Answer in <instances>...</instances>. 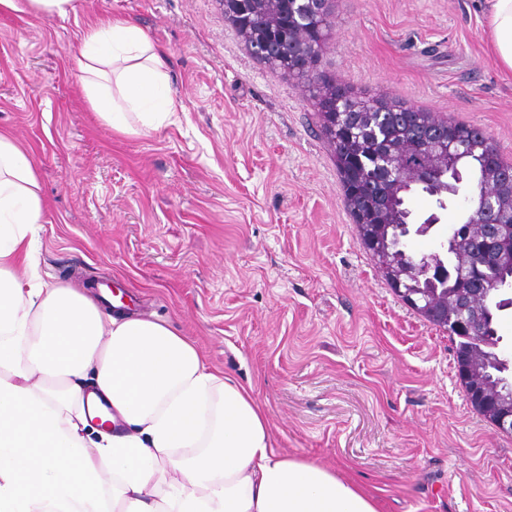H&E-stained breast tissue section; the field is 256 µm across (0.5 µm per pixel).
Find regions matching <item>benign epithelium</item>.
I'll return each mask as SVG.
<instances>
[{"label": "benign epithelium", "mask_w": 512, "mask_h": 512, "mask_svg": "<svg viewBox=\"0 0 512 512\" xmlns=\"http://www.w3.org/2000/svg\"><path fill=\"white\" fill-rule=\"evenodd\" d=\"M334 0H294L289 7H298L299 25L281 23L283 0H221L224 17L244 39L252 54L290 76L303 80L312 88L310 102L319 112L324 135L335 153L345 158L355 149L354 139L338 136L349 108H326L335 100L336 83L320 71L323 40L312 43L306 38V27L324 30L330 21ZM393 99L372 102L363 112H354L352 121L359 125L373 112H397ZM413 128L422 135L419 149L423 150V167L408 170L403 163L406 152L414 144L404 140L397 130H390L384 167L386 174L380 189L361 199L356 209L358 222L366 243L375 256L387 253L388 225L399 220L392 212L390 197L404 181L409 185L430 183L436 178L447 177V171L467 159L477 149L471 135L462 134L453 143L439 125L440 119L431 112L409 108ZM486 181L482 191L471 197L472 211L467 220L455 225L448 235L452 245L469 255V261L457 271L459 286L453 290L440 288L437 281L446 276L445 269L431 262L422 271L409 266L385 262L381 274L390 282L398 296L423 317L444 327L453 328L475 337L489 316L488 298L494 281H481L480 287L470 285L473 273L487 272L504 263L512 262V166H489L485 169ZM480 348L466 344L458 354L457 373L467 384V397L471 406L480 409L494 426L502 431H512V401L491 393L476 375V362Z\"/></svg>", "instance_id": "7a95c632"}]
</instances>
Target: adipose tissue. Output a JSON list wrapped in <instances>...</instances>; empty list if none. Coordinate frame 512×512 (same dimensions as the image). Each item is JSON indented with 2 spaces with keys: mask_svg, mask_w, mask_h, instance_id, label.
Returning a JSON list of instances; mask_svg holds the SVG:
<instances>
[{
  "mask_svg": "<svg viewBox=\"0 0 512 512\" xmlns=\"http://www.w3.org/2000/svg\"><path fill=\"white\" fill-rule=\"evenodd\" d=\"M512 75V0H482ZM168 57L115 18L79 53L91 109L122 135L171 124ZM28 151L0 132V512H379L354 482L281 455L252 383L205 363L169 324L105 313L46 282ZM110 421L99 440L86 428Z\"/></svg>",
  "mask_w": 512,
  "mask_h": 512,
  "instance_id": "1",
  "label": "adipose tissue"
}]
</instances>
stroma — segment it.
Masks as SVG:
<instances>
[{"instance_id":"obj_1","label":"stroma","mask_w":512,"mask_h":512,"mask_svg":"<svg viewBox=\"0 0 512 512\" xmlns=\"http://www.w3.org/2000/svg\"><path fill=\"white\" fill-rule=\"evenodd\" d=\"M119 16L170 55L174 124L114 132L78 89L90 23ZM321 69L490 135L512 161V77L477 0H336ZM0 131L30 152L43 276L123 288L208 365L252 382L280 453L326 466L379 512H512V433L460 384L448 335L359 244L309 93L251 54L220 0H77L0 11ZM419 254L469 203L406 196ZM74 2L75 0H1L0 8L21 11V4H24L40 13L65 18L76 12Z\"/></svg>"}]
</instances>
